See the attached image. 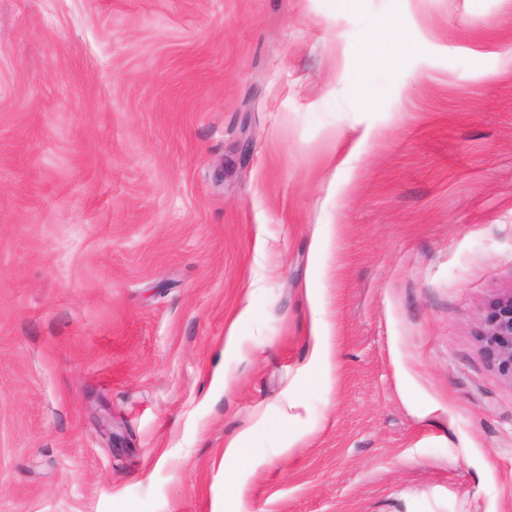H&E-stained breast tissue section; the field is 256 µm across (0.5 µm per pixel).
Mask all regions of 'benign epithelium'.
Segmentation results:
<instances>
[{"label": "benign epithelium", "mask_w": 512, "mask_h": 512, "mask_svg": "<svg viewBox=\"0 0 512 512\" xmlns=\"http://www.w3.org/2000/svg\"><path fill=\"white\" fill-rule=\"evenodd\" d=\"M482 352L500 375L512 381V289L491 296L484 308Z\"/></svg>", "instance_id": "benign-epithelium-1"}]
</instances>
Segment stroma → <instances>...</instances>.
<instances>
[{
	"label": "stroma",
	"mask_w": 512,
	"mask_h": 512,
	"mask_svg": "<svg viewBox=\"0 0 512 512\" xmlns=\"http://www.w3.org/2000/svg\"><path fill=\"white\" fill-rule=\"evenodd\" d=\"M509 288L512 0H0V512H512ZM402 43L400 31L388 20H380L375 24L371 34V43L366 47L365 58L371 57L374 48H389ZM482 352L500 375L512 381V289L491 296L484 308Z\"/></svg>",
	"instance_id": "obj_1"
}]
</instances>
